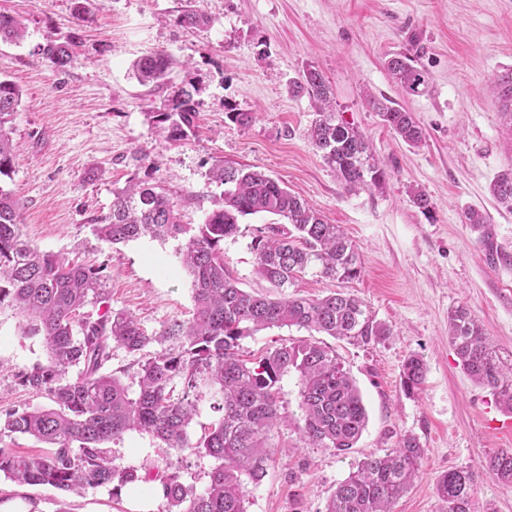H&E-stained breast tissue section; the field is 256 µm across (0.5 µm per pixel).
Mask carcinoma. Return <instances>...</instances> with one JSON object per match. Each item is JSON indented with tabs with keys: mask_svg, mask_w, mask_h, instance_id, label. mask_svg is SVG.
<instances>
[{
	"mask_svg": "<svg viewBox=\"0 0 512 512\" xmlns=\"http://www.w3.org/2000/svg\"><path fill=\"white\" fill-rule=\"evenodd\" d=\"M210 23L199 9H186L177 24L194 29ZM26 27L0 13V41L19 43ZM56 69L71 65L66 42L51 37L39 46ZM170 60L163 54L140 59L138 82L157 84ZM386 70L408 95L423 93L426 70L409 53L384 62ZM497 94L512 125V70L499 75ZM293 90L314 103L317 118L311 144L348 192L376 185L386 177L372 156L368 140L329 109L331 88L322 73L310 67ZM195 85L179 88L152 121L166 141L178 142L196 128L200 102ZM21 93L0 79V178L12 172L15 146L10 137ZM373 109L397 137L410 146L424 141L413 113L374 97ZM210 180L224 193L201 224L179 222L171 199L156 187L133 184L114 195L109 216L96 219L93 234L110 245L148 237L185 242L177 262L192 277L193 313L173 320L156 334H147L136 317L112 310L110 289L101 267L85 266L63 254L41 252L21 231L15 192L0 185V305L6 303L32 320L28 331L43 337L47 363L18 375L19 384L46 396L53 406L12 410L0 416V438L23 434L47 446L30 454L0 447V473L28 485H49L85 494L102 486L118 493L128 484L157 481L168 512H246V484L259 483L274 462L272 430L283 421L279 382L295 372L300 379L298 425L304 443L332 448L346 455L365 429L368 414L355 380L335 350L321 342L294 340L254 359L240 354V341L271 328L315 330L359 347L390 335L358 297L334 292L321 298L275 297L247 291L224 265V240L240 234V219L269 214L277 221L257 230L251 241L258 275L280 290L294 285L310 270L328 279L353 280L361 274L356 246L339 224L279 181L260 170L216 163ZM491 192L498 205L512 212V168L494 179ZM448 338L463 371L489 389L496 402L512 413V360L503 358L464 305L448 310ZM157 343L162 349L147 353ZM137 356L133 377L137 397H129L121 378L104 373L112 347ZM77 369L75 377L67 375ZM426 365L417 355L403 364L401 384L409 394L420 389ZM219 396L221 417L194 442L187 428L206 395ZM129 432L147 433L161 448H190L217 461L207 486H184L176 472L141 475L119 468L104 444ZM425 450L416 438L402 437L381 455L357 462L328 499L325 512H391V504L420 474ZM484 469L498 483L512 488V451L486 458ZM475 474L453 468L436 481L448 512H470Z\"/></svg>",
	"mask_w": 512,
	"mask_h": 512,
	"instance_id": "1",
	"label": "carcinoma"
}]
</instances>
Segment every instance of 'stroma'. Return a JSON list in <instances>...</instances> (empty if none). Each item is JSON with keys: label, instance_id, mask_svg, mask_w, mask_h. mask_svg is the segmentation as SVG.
I'll return each instance as SVG.
<instances>
[{"label": "stroma", "instance_id": "1", "mask_svg": "<svg viewBox=\"0 0 512 512\" xmlns=\"http://www.w3.org/2000/svg\"><path fill=\"white\" fill-rule=\"evenodd\" d=\"M211 19L187 30L176 19L188 3ZM79 24L74 0H0V13L28 28L18 45L0 42V78L22 94L13 122L17 145L7 186L19 203L22 230L44 252L65 253L103 266L111 306L132 312L147 333L192 313V278L176 265L178 241L139 240L112 246L96 239L92 218L108 215L128 182L163 189L179 220L200 224L222 186L207 173L217 162L264 171L306 199L329 223L343 225L362 261L359 278L340 281L307 273L286 288L292 297L335 291L356 294L388 338L369 347L332 345L360 390L368 423L348 456L304 444L297 429L299 378L281 381L284 420L271 439L275 462L246 488L247 512H325L353 464L395 447L406 435L425 450L421 473L392 512H446L437 477L451 468L479 474L470 512H512V489L483 471L485 459L512 449V437L490 424L505 412L490 391L463 372L448 340V311L467 306L501 355H512V213L490 186L512 167V127L496 97L497 75L512 69V0H86ZM76 39L74 60L57 71L39 53L46 37ZM161 52L173 61L161 83L143 86L133 64ZM408 52L429 74L423 94L409 96L383 67L386 56ZM310 67L329 82L336 114L369 140L387 173L384 182L345 191L309 141L316 118L308 97L292 92ZM199 87L198 127L175 144L152 123L153 112L178 88ZM385 97L413 112L426 141L406 145L369 103ZM255 113L247 127L229 121L225 106ZM430 198L429 211L412 189ZM487 224L477 230L464 213ZM265 214L245 217L241 233L224 241V264L242 288L267 291L255 272L250 243ZM0 308V414L48 406L21 387L17 375L46 362L42 337ZM427 366L420 390L400 384L409 355ZM115 465L175 471L201 490L215 459L159 447L131 432L111 444ZM0 501L12 512H165L139 485L85 496L50 486L20 485L0 475Z\"/></svg>", "mask_w": 512, "mask_h": 512}]
</instances>
